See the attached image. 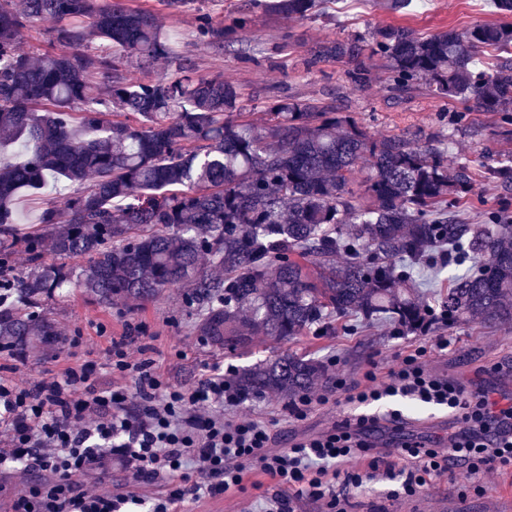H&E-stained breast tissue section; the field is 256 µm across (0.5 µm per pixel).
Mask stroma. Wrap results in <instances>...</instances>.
<instances>
[{"label":"stroma","instance_id":"1","mask_svg":"<svg viewBox=\"0 0 512 512\" xmlns=\"http://www.w3.org/2000/svg\"><path fill=\"white\" fill-rule=\"evenodd\" d=\"M377 0H336L331 15L318 20H284L255 13L241 50L220 51L200 39L197 33L195 0L171 8L165 0H129L130 6L155 12L172 33L178 51L189 55L199 74L220 75L241 86L243 103L251 119L264 123V106L274 100L299 96L335 105L338 111L354 116L374 137L403 135L416 143L442 139L449 134L439 116L454 113L462 105L456 100L440 101L421 92L397 95L387 88L388 74L375 67L368 82L356 85L349 76L350 66L340 60H326L307 68L312 48L332 38L369 37L375 27L405 25L426 37L439 31L461 29L480 22H495L499 16L492 0H412L406 12L381 10ZM291 31L293 41L282 46L281 34ZM452 135V134H449ZM449 162L480 165L487 158L512 152V136L503 134L494 112H473L469 122L452 135ZM179 291L168 290L151 302L116 299L101 304L83 286H73L67 297L52 308V317L63 337L56 357L29 355L21 378L34 380L46 371L57 370L75 361L93 360L99 365L95 383L104 388L111 382L105 366V349L110 337L126 333L127 323L142 324L143 344L154 347L158 367L176 382L195 385L206 368L215 363L234 369L250 366L280 351H296L312 357L338 359L337 369L359 379L367 360L383 369L397 365L400 356L423 337L419 334L392 335L389 328L351 327L335 336H308L290 343L256 337L249 352L233 354L205 345L191 329L188 316L179 315ZM436 332H450L454 342L448 350L434 355L432 368L471 391L512 390V325L491 326L470 323L453 329L436 325ZM80 335L82 345L71 351L67 338ZM396 409L421 423L440 425V442L457 431L456 420L441 406L426 405L393 397L371 405L327 403L316 406L307 419L295 424L288 418L284 402L253 397L237 409L238 415L264 414L278 433L277 445L285 448L305 436L330 428L346 417ZM467 482L461 468L453 467L443 481L424 493L415 503L392 500L389 483H369L350 489L351 512H512V476L493 474L485 478L482 497L459 501L458 492Z\"/></svg>","mask_w":512,"mask_h":512}]
</instances>
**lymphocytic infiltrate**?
<instances>
[{"label": "lymphocytic infiltrate", "mask_w": 512, "mask_h": 512, "mask_svg": "<svg viewBox=\"0 0 512 512\" xmlns=\"http://www.w3.org/2000/svg\"><path fill=\"white\" fill-rule=\"evenodd\" d=\"M447 334L424 341L396 367L370 362L361 379L336 377L348 401L400 396L443 406L460 425L447 447L407 441L381 448V423L399 425V410L359 414L284 450L273 449L270 420L236 416L244 398L210 366L196 385L172 383L144 359L133 337L111 339L108 388L83 362L27 385L0 377V512H177L181 503L252 493L254 512H348L337 485L391 482V498L413 499L465 468L469 494L484 493L488 474L512 471V402L473 393L434 374L431 358L447 351ZM137 390L129 392L127 379ZM127 472L113 485L112 469Z\"/></svg>", "instance_id": "f902f5d3"}]
</instances>
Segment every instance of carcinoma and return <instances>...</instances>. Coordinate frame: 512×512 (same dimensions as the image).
<instances>
[{"instance_id": "1", "label": "carcinoma", "mask_w": 512, "mask_h": 512, "mask_svg": "<svg viewBox=\"0 0 512 512\" xmlns=\"http://www.w3.org/2000/svg\"><path fill=\"white\" fill-rule=\"evenodd\" d=\"M327 0H252L230 19L197 15L201 39L217 49L242 42L256 10L315 19ZM505 20L423 38L404 25L370 39H327L308 65L326 59L370 79L374 59L388 89L424 92L512 125V0H495ZM45 20L52 42L73 54L20 52L22 30ZM495 52L483 68L476 60ZM171 58L172 78L133 82L116 64ZM243 92L203 76L175 52L151 10L120 0H0V144L22 142L25 160L0 167V270L17 252L28 270L0 280V337L23 356L29 337L57 335L47 307L78 280L101 302L154 300L181 290L193 332L209 346L248 350L275 341L333 336L348 316L385 322L400 336L429 324H512V217L486 210L457 217L475 171H448V148L402 136L375 138L336 107L286 97L258 125ZM114 120H109V116ZM486 180L512 191V154L481 164ZM94 179L49 203L39 228L16 224L23 189ZM448 248V288L426 297L416 265ZM326 376L320 360L281 352L232 374L246 397L290 402Z\"/></svg>"}]
</instances>
